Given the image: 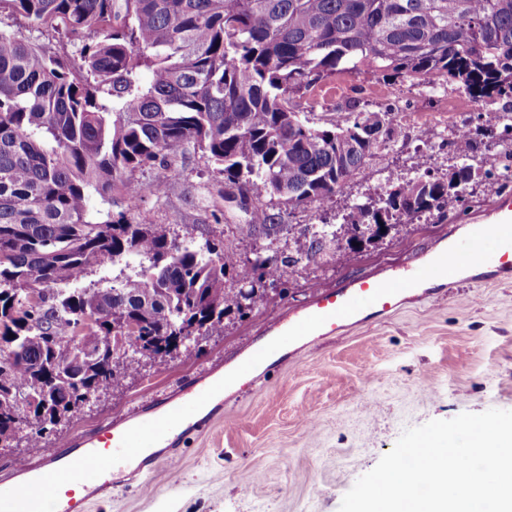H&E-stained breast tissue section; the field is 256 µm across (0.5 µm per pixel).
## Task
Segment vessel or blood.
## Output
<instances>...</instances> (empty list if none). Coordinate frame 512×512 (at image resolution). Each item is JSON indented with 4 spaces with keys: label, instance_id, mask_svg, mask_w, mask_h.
Masks as SVG:
<instances>
[{
    "label": "vessel or blood",
    "instance_id": "b4317fda",
    "mask_svg": "<svg viewBox=\"0 0 512 512\" xmlns=\"http://www.w3.org/2000/svg\"><path fill=\"white\" fill-rule=\"evenodd\" d=\"M505 220H512V198L508 196L496 201L475 224L456 227L449 235L448 242L452 245L456 244L474 230L485 229ZM511 278L512 245H504L496 249L491 258L485 263L454 274L425 280L394 295L376 297L375 292L379 283L375 280H354L341 288L317 289L309 306L304 311L285 319L272 321L267 328V334L269 338H276L302 321L303 318L322 315L325 316L326 321L320 328L311 332V339L333 336L351 325L391 313L407 300L438 298L442 287L447 285L451 286L466 280H508ZM369 296L373 297V304L352 315L338 316V309L349 300ZM233 369L234 366L230 363L223 367L216 366L179 387L169 397L160 399L151 396L145 398L142 402L143 410L140 415L127 417L120 422L109 420L101 424L93 433L76 434L65 440L61 448L44 462L38 464L27 461L17 462L10 478L0 481V492L37 479L72 463L87 453L110 454L115 452L120 445L123 434L128 429L158 419L189 403ZM223 410L224 397L220 394L216 395L200 411L184 420L159 442L146 448L133 460L112 467L98 478L80 483L65 484L59 491L56 512H88L93 502L111 496L112 488L116 482L135 480L142 473L153 469L163 461L169 460L170 452L175 448L181 436L198 430L206 422L222 413Z\"/></svg>",
    "mask_w": 512,
    "mask_h": 512
}]
</instances>
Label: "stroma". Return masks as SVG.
<instances>
[{"label": "stroma", "mask_w": 512, "mask_h": 512, "mask_svg": "<svg viewBox=\"0 0 512 512\" xmlns=\"http://www.w3.org/2000/svg\"><path fill=\"white\" fill-rule=\"evenodd\" d=\"M352 101L363 112H391L406 138L379 148L332 201L278 207L281 228L275 236L261 230L236 236V225L249 215L228 201L229 185L194 149L176 178L161 167L150 171V178L170 179L166 194L145 195L130 212L116 192L110 209L127 212L135 224L200 225L206 237L244 255L256 244L293 254L304 243L301 227L349 215L354 203L378 200L390 180L447 174L467 153L449 138V127L467 123L473 137L484 140L497 130L504 106L498 98H472L455 82L429 85L347 73L322 80L299 104L322 126ZM424 128L432 133L427 144L418 139ZM503 195L512 196V181L479 179L465 200L449 201L447 219L425 214L403 220L362 249L344 243L333 248L318 270L287 268L288 292L281 300L244 317H225L223 332L202 339L192 355L162 366H132L121 385L93 398L47 441L1 444L0 479L9 478L18 461L47 458L75 433L130 416L144 392L168 395L232 359L262 338L271 321L302 311L315 288L336 289L354 278L374 280L402 270L447 240L454 226L479 220ZM367 372L372 382L363 381ZM491 408L512 410V280L462 281L438 301H408L389 315L318 339L260 373L208 428L189 435L172 460L160 463L143 483L113 489L90 512H339L344 494L405 429Z\"/></svg>", "instance_id": "1"}]
</instances>
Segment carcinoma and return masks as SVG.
I'll use <instances>...</instances> for the list:
<instances>
[{
    "label": "carcinoma",
    "instance_id": "1",
    "mask_svg": "<svg viewBox=\"0 0 512 512\" xmlns=\"http://www.w3.org/2000/svg\"><path fill=\"white\" fill-rule=\"evenodd\" d=\"M3 15L78 44L62 54L0 21V439L23 427L44 439L45 403L81 409L125 378L128 355L151 348L163 363L167 337L213 334L266 301L269 283L287 292L284 268L320 266L340 234L363 246L384 218L392 229L441 213L501 163L466 127L456 138L472 161L452 177L409 178L354 205L348 224L306 227L294 255L256 247L244 259L197 240L194 224L173 236L92 200L119 191L137 209L168 181L135 173L175 172L193 147L256 201L238 235L276 231L264 200L330 201L374 154L358 103L315 126L296 96L364 68L456 81L475 99L508 98L512 114V0H0ZM92 273L106 286H82ZM114 323L135 341L112 340Z\"/></svg>",
    "mask_w": 512,
    "mask_h": 512
}]
</instances>
